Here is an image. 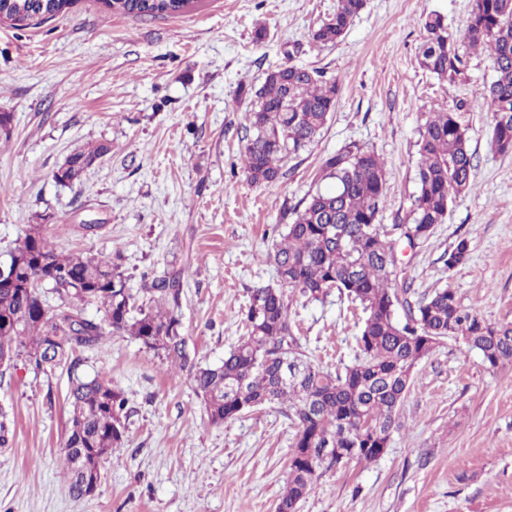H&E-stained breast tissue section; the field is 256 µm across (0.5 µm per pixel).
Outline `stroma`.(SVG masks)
<instances>
[{
  "instance_id": "stroma-1",
  "label": "stroma",
  "mask_w": 512,
  "mask_h": 512,
  "mask_svg": "<svg viewBox=\"0 0 512 512\" xmlns=\"http://www.w3.org/2000/svg\"><path fill=\"white\" fill-rule=\"evenodd\" d=\"M471 0H366L333 45L309 38L336 0H191L174 17L138 18L75 0L40 24L0 22V262L40 224L57 250L118 256L133 289L171 272L184 287L178 315L188 348L219 363L245 332L251 288L275 277L266 255L284 208L320 186L323 161L359 144L385 162L379 221L394 239L392 286L410 300L452 289L487 323H512V154L491 143L492 114L475 99L493 70L467 51L448 83L418 61L421 21L462 29ZM267 37L255 42L257 28ZM283 63L340 85L322 134L257 188L240 165L247 84ZM459 108L474 155V186L416 249L401 239L417 192L418 130L429 113ZM111 152L78 181L54 172L78 147ZM471 258L445 261L460 236ZM294 335L312 363L352 365L365 314L337 292L295 297ZM79 373L125 391L128 431L94 495L72 497L60 448L69 429L67 365L24 360L0 373V512H276L296 432L284 407L224 425L208 422L186 374L127 335L80 353ZM386 453L321 469L298 512H512V363L492 368L445 339L413 370Z\"/></svg>"
}]
</instances>
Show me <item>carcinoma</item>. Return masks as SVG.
Listing matches in <instances>:
<instances>
[{"label":"carcinoma","instance_id":"cac0c4a2","mask_svg":"<svg viewBox=\"0 0 512 512\" xmlns=\"http://www.w3.org/2000/svg\"><path fill=\"white\" fill-rule=\"evenodd\" d=\"M73 0H0V18L18 25L41 23L66 12ZM189 0H105L115 12L134 17L176 16ZM365 6V0H336L330 17L311 32L313 41L336 43ZM419 61L440 80L455 82L464 75L461 47L484 50L494 78L477 99L492 112V144L512 153V0H472L466 23L448 32L440 14L422 21ZM338 81L323 73L285 63L266 74L246 114L241 168L254 186L280 178L281 164L311 145L336 108ZM412 221L405 238L422 244L444 223L456 195L471 186L475 168L467 129L456 111L434 112L420 130ZM110 152L106 144L75 149L54 172L70 184ZM322 179L332 187L308 195L303 206L283 212L276 225L278 239L267 261L276 281L250 290L244 310L246 335L216 365L203 366L187 351L177 314L183 294L181 273L152 280L133 293L120 265L111 256H84L56 251L33 224L10 252L14 281L0 284V359L23 357L40 370L68 365L70 427L61 448L69 492L86 496L77 474L85 466L89 479L101 482L102 463L124 442L128 398L104 378L78 374L83 348L102 347L109 333L128 335L187 373L209 422L222 425L247 410L284 405L296 426L289 457V478L277 512H297L312 489L325 458V448H341L350 459L371 462L389 447L396 412L409 389L412 371L447 338L462 340L484 363L496 368L512 363V323L492 326L459 305L449 288L435 292L397 316L398 293L390 287L393 242L379 214L387 199L384 161L355 143L328 156ZM471 253L468 237L457 239L447 266L465 264ZM48 288L58 297L50 306ZM335 289L366 313L357 338L359 355L344 372H331L304 358L294 336L289 305L300 295L318 301ZM95 304L99 319L85 315ZM290 354L302 372L282 380L281 356ZM82 462H77V458Z\"/></svg>","mask_w":512,"mask_h":512}]
</instances>
